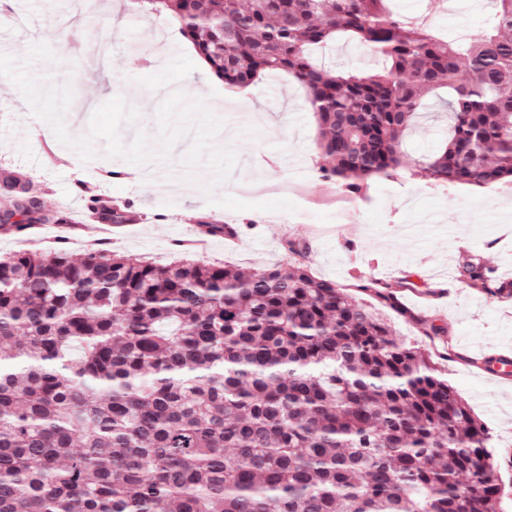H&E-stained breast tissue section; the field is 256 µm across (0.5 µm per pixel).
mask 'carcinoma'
<instances>
[{"label":"carcinoma","mask_w":512,"mask_h":512,"mask_svg":"<svg viewBox=\"0 0 512 512\" xmlns=\"http://www.w3.org/2000/svg\"><path fill=\"white\" fill-rule=\"evenodd\" d=\"M167 14L224 85L279 72L317 120L318 177L353 196L400 173L438 186L512 183V0L480 35L439 36L389 0H133ZM339 35L369 70L310 50ZM448 138L414 159L426 101ZM0 228L44 219L23 174L0 173ZM127 224L132 205L89 201ZM286 261L156 265L110 249L0 257V512H502L493 437L385 311ZM457 278L512 299V277L466 254Z\"/></svg>","instance_id":"1"}]
</instances>
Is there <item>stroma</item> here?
Wrapping results in <instances>:
<instances>
[{"mask_svg": "<svg viewBox=\"0 0 512 512\" xmlns=\"http://www.w3.org/2000/svg\"><path fill=\"white\" fill-rule=\"evenodd\" d=\"M433 2L402 0L411 15L434 14L436 27L448 33L478 34L489 15L485 9L459 12L456 0L437 13ZM12 6L40 18L39 34L0 23V53L20 59L36 42L53 47L56 62L37 61L30 70L47 84L71 85L73 102L63 115L71 136L85 134L94 110L120 96L138 112L135 121L121 126V144L130 146L142 131L150 149L160 150L157 109L180 91L204 100L223 120L213 144L234 150L239 162L220 181L199 164L195 185L182 178L188 143L177 142L169 158L134 168L125 158L108 156L99 141L96 166H112L120 175L85 176L79 151L62 144L52 127L25 134L31 109L15 85L0 76V171H24L50 210L66 209L73 217L69 224L0 231V256L38 248L83 254L86 243L95 239L83 210L93 195L134 202L138 220L115 225L111 247L159 264L186 253L200 263L226 261L256 269L284 260L285 239H305L317 276L345 285L361 277L403 283L402 301L418 319L395 318L397 332L443 353L440 369L489 428L495 455L512 456V379L495 378L473 364L483 351L512 348V301L467 288L455 273L460 255L471 253L512 276V193L378 179L345 217H337L338 190L316 176L322 162L314 148L316 119L295 78L271 74L245 92L228 90L165 17L134 13L128 0H97L90 7L84 0H13ZM92 48L102 55V64L89 63ZM317 56L336 70L374 62L371 52L346 38ZM447 134L445 115L431 109L409 136L408 150L417 156L435 149ZM298 168L304 178L296 188L283 190V182ZM207 219L237 226L238 243L213 236L207 247L183 251L181 240L198 233ZM422 318L443 327L444 335H421Z\"/></svg>", "mask_w": 512, "mask_h": 512, "instance_id": "1", "label": "stroma"}]
</instances>
